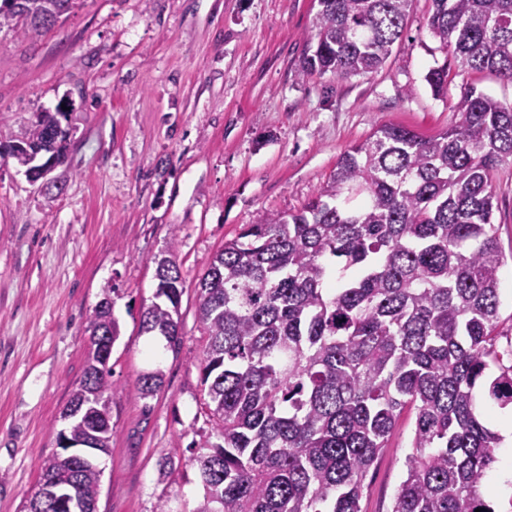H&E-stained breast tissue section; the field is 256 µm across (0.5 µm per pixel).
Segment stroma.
<instances>
[{"instance_id": "obj_1", "label": "stroma", "mask_w": 512, "mask_h": 512, "mask_svg": "<svg viewBox=\"0 0 512 512\" xmlns=\"http://www.w3.org/2000/svg\"><path fill=\"white\" fill-rule=\"evenodd\" d=\"M317 0H76L50 32L0 28V144L35 113L66 107L67 160L32 182L0 159V512H24L38 458L83 376L87 325L110 291L112 443L98 512H192L203 494L193 449L214 442L200 413L198 283L247 224L300 211L342 153L392 124L432 137L469 88L512 104V82L446 58L412 0L382 69L303 74ZM448 63V97L424 76ZM493 222L505 257L498 344L512 346V161L495 172ZM177 240L182 341L143 334L154 258ZM159 369L162 387L139 390ZM415 417L402 414L370 470L362 512H391Z\"/></svg>"}]
</instances>
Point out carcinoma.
Wrapping results in <instances>:
<instances>
[{
    "label": "carcinoma",
    "mask_w": 512,
    "mask_h": 512,
    "mask_svg": "<svg viewBox=\"0 0 512 512\" xmlns=\"http://www.w3.org/2000/svg\"><path fill=\"white\" fill-rule=\"evenodd\" d=\"M33 15L0 9V28L34 39L74 0H25ZM412 0H317L305 74L380 69L401 37ZM429 29L461 66L512 82V0H431ZM448 95V65L425 75ZM68 134L59 113L36 114L8 157ZM512 158V105L467 90L448 130L424 138L382 125L345 151L336 172L296 213L267 215L224 242L202 276L197 319L208 417L218 442L192 457L203 496L192 512H360L364 481L400 413H415L405 477L392 512H495L481 494L504 437L481 405L512 409V349L497 350L503 254L493 223L494 173ZM172 241L156 260V302L143 332L176 347L182 278ZM89 336L120 326L109 298ZM499 373L489 374L490 366ZM111 370L84 373L67 403V434L112 436ZM99 391L87 395L88 384ZM159 369L138 378L147 396ZM69 473L94 512L97 456L39 463L38 483Z\"/></svg>",
    "instance_id": "cac0c4a2"
}]
</instances>
